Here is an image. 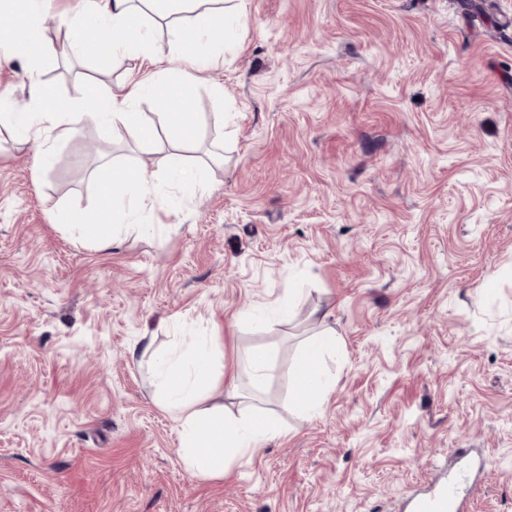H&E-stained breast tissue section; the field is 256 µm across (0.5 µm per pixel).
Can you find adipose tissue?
I'll return each mask as SVG.
<instances>
[{"label":"adipose tissue","mask_w":512,"mask_h":512,"mask_svg":"<svg viewBox=\"0 0 512 512\" xmlns=\"http://www.w3.org/2000/svg\"><path fill=\"white\" fill-rule=\"evenodd\" d=\"M0 11L12 18L11 29L0 30V42L25 57L30 72H37L48 53L43 40V0H0ZM245 11V0H236L229 7L224 6L223 0H83L82 11L72 22L73 47L84 51L83 29L87 23H95L109 53L133 62L139 79L107 93L90 86L80 103L63 108L58 106L53 89L37 81L33 94L41 102V109L1 112L0 125H8L19 141L28 142L49 137L61 126L90 119L107 127L116 138L132 131L143 142L164 138L179 143L192 134L187 101L193 74L208 66L209 49L215 38L233 34ZM179 12L187 13L191 36L175 46L180 65L163 80L152 68V31L146 16L151 13L164 20ZM156 96L163 99V112L157 113L153 121H143L141 113L133 111V104ZM168 201L164 185L146 184L143 169L128 166L123 168L119 185L112 191V215L123 218L130 212L149 213L166 207ZM335 352L336 336L330 330L315 334L305 343L293 397L302 413L312 417L321 413L329 384L320 365L325 356ZM155 369L166 392L164 402L180 426L179 451L196 475L221 477L234 461L282 435L281 425L271 415L238 416L224 405L207 404L204 383L222 377L209 352L196 354L186 368L161 359L156 361Z\"/></svg>","instance_id":"obj_1"}]
</instances>
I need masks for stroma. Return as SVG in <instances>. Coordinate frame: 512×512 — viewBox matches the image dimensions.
Listing matches in <instances>:
<instances>
[{
  "mask_svg": "<svg viewBox=\"0 0 512 512\" xmlns=\"http://www.w3.org/2000/svg\"><path fill=\"white\" fill-rule=\"evenodd\" d=\"M250 0L215 46L182 148L222 156L206 187L168 180L167 140L89 121L0 133V512H412L484 459L470 512H512V0ZM54 0L39 78L77 101L128 62L69 47ZM0 46V93L36 107ZM136 164L171 206L82 241L58 210L112 222L111 172ZM340 350L315 418L289 410L303 342ZM219 339L214 401L285 435L197 476L153 362ZM267 351L253 388L242 355Z\"/></svg>",
  "mask_w": 512,
  "mask_h": 512,
  "instance_id": "stroma-1",
  "label": "stroma"
}]
</instances>
